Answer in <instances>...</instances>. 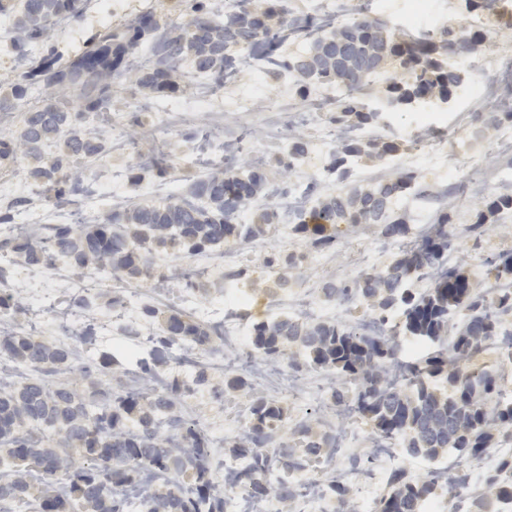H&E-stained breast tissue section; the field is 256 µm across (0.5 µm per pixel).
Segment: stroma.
<instances>
[{
    "instance_id": "1",
    "label": "stroma",
    "mask_w": 512,
    "mask_h": 512,
    "mask_svg": "<svg viewBox=\"0 0 512 512\" xmlns=\"http://www.w3.org/2000/svg\"><path fill=\"white\" fill-rule=\"evenodd\" d=\"M135 0H116L111 17L99 11L98 0H89L81 19H59L53 27L49 44H35L28 49V60L36 61L56 50L68 56L79 49L83 38L91 36L109 19L126 22ZM476 26L487 33L484 43L462 60L465 82L457 95L446 103H428L405 111H393L385 105L384 83L370 82L362 92L366 110L379 112L377 126L364 134L365 140H391L397 145L393 156L381 158L365 155L352 166V179L370 186L400 171L415 173L423 189L443 193L442 202L422 204L417 193L401 197L397 207L409 220L413 235L402 241L383 238L377 227L361 224L342 228L339 245L334 250L310 248L297 237L286 215H278L265 234L248 243L225 250L218 248L195 256L198 274L190 283L171 281L173 268L184 265L181 257L157 253L152 260L149 278H114L105 282L95 276L72 273L65 263L54 268L26 264L14 253L0 252V270L8 276V286L17 296L27 293L42 295L46 302H60L84 316L97 320V343L92 353H85L76 335L52 316H45L37 339L64 343L74 349L73 371L56 375L59 383L85 389L92 382L103 381L120 391L130 390L140 376V365L150 359L151 346L144 337L154 335L157 326L145 321L141 314L150 303L168 312L189 314L183 294L192 291L201 304L209 306V324H223L224 341L202 356L207 367L206 384L194 385V371L170 364L164 384L191 385L192 390L181 400L185 413L196 420L216 439L211 459L216 471H223L232 455L224 442L244 429L249 415L250 393L228 390L224 381L241 377L259 391L278 399L286 409L289 421L311 419L316 430L342 439L349 448L352 462L339 477L352 499H364L367 512L387 491L379 486L363 489V473L373 466L371 428L359 416L345 414L335 405L331 392L339 384L335 375L302 366V351H295L293 362H281L278 370H270L265 360L255 355L249 344L251 322L288 313L297 294L309 296L319 308L320 319H336L350 324L373 321L375 313L367 305H341L328 300V286L355 278L360 273L382 270L397 256L409 250L416 235L427 232L436 210L448 208L452 223L461 235V245L448 256L449 264L461 265L466 276L477 287H484L489 262L498 254L512 251V216L493 223L483 234H467L466 228L476 220L482 203L500 188L504 174H512V122L502 115L512 113V73L498 70L496 61L512 55V27L479 18ZM263 92L250 110L231 112L217 107L205 112L172 110L156 115V104L190 95L203 97L233 96L253 78L250 70H241L233 82L216 89L202 82L190 65H182L170 90L159 92L140 86L133 73L112 82V101L100 118L85 117L84 127L102 121L110 130L111 146L98 159L80 162L85 180L117 186L119 196L112 207L123 211L134 206L164 204L186 195L188 181L205 175L202 167L187 164L189 150L197 145L201 133H209L217 154L216 168H225L222 157L225 146L238 149L234 163L246 162L262 171L269 187L286 190L296 183H317L320 192L336 187L334 176L327 173L328 159L323 142L335 133L329 112L320 110L319 91L301 88L294 75L274 66H263ZM482 84L487 92L483 100L470 94L474 84ZM501 116L497 126H489L493 116ZM302 139L306 152L300 162L288 161V144ZM164 152L170 161L165 173L148 165L156 152ZM13 202V223L64 224L65 212L48 199L41 186L30 179L25 169L0 170V202ZM295 255L297 262L288 271V288L274 308H267L266 277L268 258L285 259ZM245 269L248 280L237 282L229 277L232 270ZM170 280L169 288L156 290V282ZM245 289L252 296L247 312L225 316V290ZM120 296L121 306H113V296ZM109 356L110 366H102V356Z\"/></svg>"
}]
</instances>
